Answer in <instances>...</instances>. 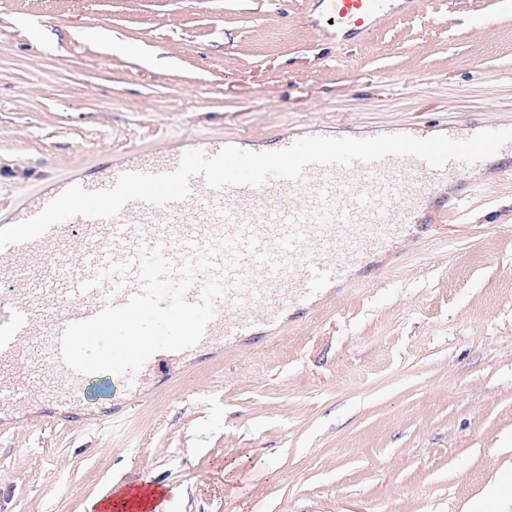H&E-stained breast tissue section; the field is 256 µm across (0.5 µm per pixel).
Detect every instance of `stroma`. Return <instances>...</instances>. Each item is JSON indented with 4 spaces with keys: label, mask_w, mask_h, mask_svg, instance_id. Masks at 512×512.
<instances>
[{
    "label": "stroma",
    "mask_w": 512,
    "mask_h": 512,
    "mask_svg": "<svg viewBox=\"0 0 512 512\" xmlns=\"http://www.w3.org/2000/svg\"><path fill=\"white\" fill-rule=\"evenodd\" d=\"M314 0H0V202L113 152L300 123L512 124V0H418L359 41ZM107 34L104 48L98 34ZM457 222L400 242L277 336L82 420L0 416V512H86L151 479L167 512H467L512 473V151Z\"/></svg>",
    "instance_id": "1"
}]
</instances>
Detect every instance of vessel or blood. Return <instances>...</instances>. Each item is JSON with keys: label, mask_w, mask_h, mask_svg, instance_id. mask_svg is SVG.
Here are the masks:
<instances>
[{"label": "vessel or blood", "mask_w": 512, "mask_h": 512, "mask_svg": "<svg viewBox=\"0 0 512 512\" xmlns=\"http://www.w3.org/2000/svg\"><path fill=\"white\" fill-rule=\"evenodd\" d=\"M319 24L327 39L341 44L374 30L383 9L412 12L417 0H316ZM177 152L154 148L102 179L81 180L94 191L114 185L126 172L164 173L180 161ZM467 163L452 160L435 169L413 156H389L375 163L307 167L300 180L271 177L258 186L211 188L203 177L191 178L187 198L165 206L127 203L112 219L75 217L39 238L0 249V412L16 413L29 403L25 393L5 380L4 372L47 350L49 374L38 387L60 417L73 418L85 402L88 376L63 362L60 338L71 323L89 319L106 301L126 303L140 291L136 272L111 293L109 285L81 293L110 262L137 259L143 247L161 245L181 262L188 243L204 246L224 238L258 237L271 259L244 253L240 267L217 254L216 274L225 296L215 305L196 351L217 352L247 345L265 329L281 325L291 306L308 309L336 283L350 279L354 267L389 254L401 235L418 238L414 216L455 187L458 203L472 196ZM78 248L80 261L60 257ZM58 260L46 264L49 252Z\"/></svg>", "instance_id": "obj_1"}]
</instances>
